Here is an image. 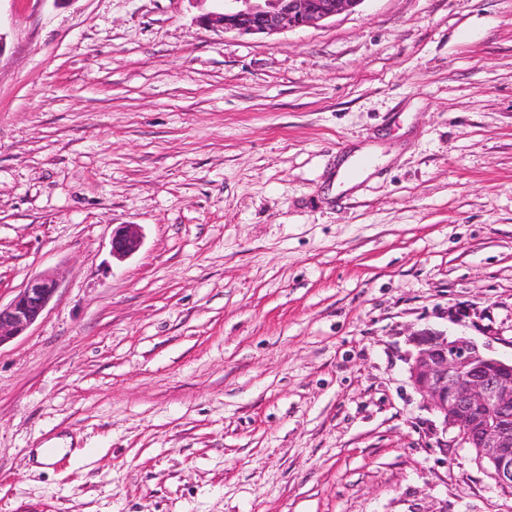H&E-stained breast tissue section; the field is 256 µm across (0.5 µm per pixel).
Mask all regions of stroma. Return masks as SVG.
<instances>
[{
	"instance_id": "stroma-1",
	"label": "stroma",
	"mask_w": 512,
	"mask_h": 512,
	"mask_svg": "<svg viewBox=\"0 0 512 512\" xmlns=\"http://www.w3.org/2000/svg\"><path fill=\"white\" fill-rule=\"evenodd\" d=\"M219 7L0 0V512H512L407 364L512 356V0ZM363 0H218L220 12L203 15L208 26L241 35L273 36L318 25L344 12L353 11ZM140 235L134 224H123L112 233L111 250L116 257H127L140 247ZM57 288L53 277L36 276L7 305L0 303V345L26 332L42 315Z\"/></svg>"
}]
</instances>
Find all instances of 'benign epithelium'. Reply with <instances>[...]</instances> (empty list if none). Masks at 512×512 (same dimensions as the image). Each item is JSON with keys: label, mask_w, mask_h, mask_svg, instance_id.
<instances>
[{"label": "benign epithelium", "mask_w": 512, "mask_h": 512, "mask_svg": "<svg viewBox=\"0 0 512 512\" xmlns=\"http://www.w3.org/2000/svg\"><path fill=\"white\" fill-rule=\"evenodd\" d=\"M222 9L202 16L208 26L241 35L273 36L317 25L349 12L362 0H220ZM134 224L112 233L111 250L127 257L140 247ZM58 284L47 275L29 279L0 305V345L22 335L42 315ZM409 380L437 418L443 434L489 463L499 488L512 492V358L492 356L466 336L424 329L412 337Z\"/></svg>", "instance_id": "7a95c632"}]
</instances>
